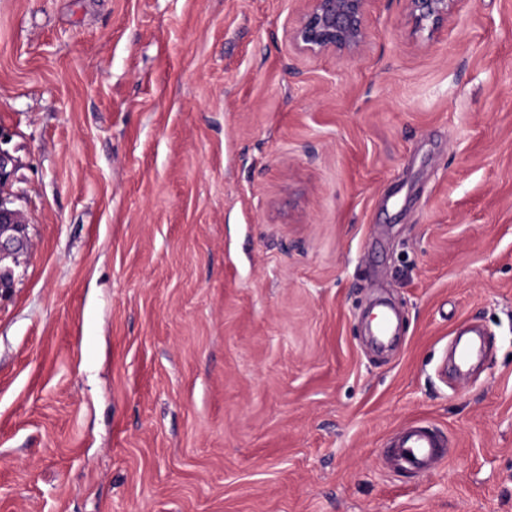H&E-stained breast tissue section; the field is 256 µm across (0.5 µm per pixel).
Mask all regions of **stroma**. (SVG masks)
Returning <instances> with one entry per match:
<instances>
[{"label":"stroma","mask_w":512,"mask_h":512,"mask_svg":"<svg viewBox=\"0 0 512 512\" xmlns=\"http://www.w3.org/2000/svg\"><path fill=\"white\" fill-rule=\"evenodd\" d=\"M302 7L0 0V512H512V0H370L354 60ZM407 14L417 28L433 33L444 21L449 20L459 0H402ZM8 140L0 133V295L13 288L12 270L5 261H15L27 253L31 247L28 233V221L23 212L14 207L15 200L4 195L6 187L11 185L19 167L18 158L9 149L4 148ZM444 448V442L433 429L416 423L398 436L392 445V452L401 465L425 471L445 457Z\"/></svg>","instance_id":"1"}]
</instances>
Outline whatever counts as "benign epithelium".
Wrapping results in <instances>:
<instances>
[{
	"label": "benign epithelium",
	"instance_id": "benign-epithelium-1",
	"mask_svg": "<svg viewBox=\"0 0 512 512\" xmlns=\"http://www.w3.org/2000/svg\"><path fill=\"white\" fill-rule=\"evenodd\" d=\"M296 27L291 33L295 49L304 55L334 53L354 58L362 54L367 38L369 0H302ZM417 28L434 32L449 20L459 0H403ZM8 140L0 132V295L13 288L12 270L5 261L28 252L31 240L28 221L4 193L19 167L18 158L5 148Z\"/></svg>",
	"mask_w": 512,
	"mask_h": 512
}]
</instances>
